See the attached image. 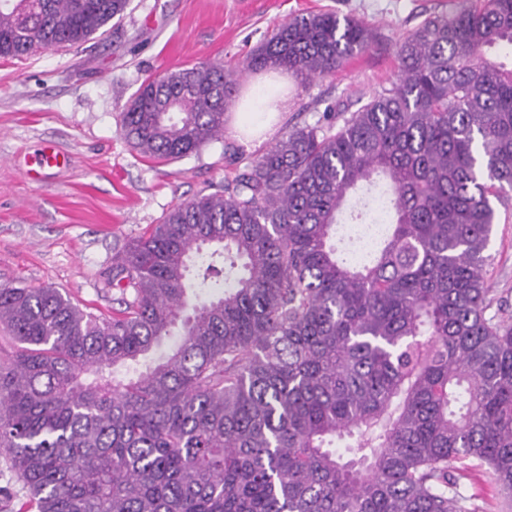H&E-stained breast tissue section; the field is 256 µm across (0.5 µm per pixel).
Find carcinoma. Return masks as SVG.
<instances>
[{"instance_id": "obj_1", "label": "carcinoma", "mask_w": 512, "mask_h": 512, "mask_svg": "<svg viewBox=\"0 0 512 512\" xmlns=\"http://www.w3.org/2000/svg\"><path fill=\"white\" fill-rule=\"evenodd\" d=\"M129 0H0V58L80 46ZM378 40L333 12L279 24L245 71L314 80ZM512 0H463L395 44L389 85L323 101L215 191L112 257L110 315L0 286V463L18 512H480L479 466L512 504V322L485 252L512 191ZM218 61L144 81L119 132L155 163L224 136ZM384 182L385 232L332 244ZM217 295H204L214 275ZM128 368L123 379L114 376Z\"/></svg>"}]
</instances>
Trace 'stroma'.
Returning a JSON list of instances; mask_svg holds the SVG:
<instances>
[{"mask_svg": "<svg viewBox=\"0 0 512 512\" xmlns=\"http://www.w3.org/2000/svg\"><path fill=\"white\" fill-rule=\"evenodd\" d=\"M457 0H130L118 29L77 48L0 59V284L60 288L96 314L111 313L112 256L160 223L178 202L213 192L269 140L232 132L198 154L156 165L118 132L140 84L205 60L239 70L272 30L298 14L333 11L367 22L385 40L331 75L295 79L276 127L319 118L322 99L349 100L391 80L395 43ZM56 145L66 166L39 180L27 160ZM487 253L489 285L512 320V202L496 205Z\"/></svg>", "mask_w": 512, "mask_h": 512, "instance_id": "1", "label": "stroma"}]
</instances>
